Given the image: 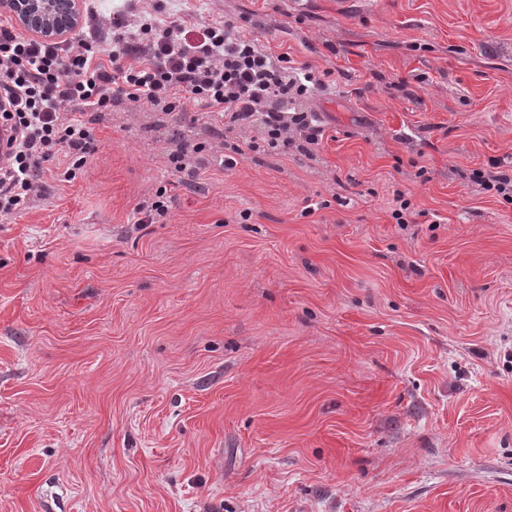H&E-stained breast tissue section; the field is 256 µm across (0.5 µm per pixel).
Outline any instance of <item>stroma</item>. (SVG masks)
Wrapping results in <instances>:
<instances>
[{"mask_svg": "<svg viewBox=\"0 0 512 512\" xmlns=\"http://www.w3.org/2000/svg\"><path fill=\"white\" fill-rule=\"evenodd\" d=\"M162 14L331 71L325 136L227 169L220 115L122 101L0 219V512H512V0ZM204 148L205 145L203 143L181 145L175 152L170 153L168 156L171 169L177 173H183L187 170L191 155L202 152ZM477 178L484 189L495 190L497 193L507 196L512 193V177L502 171L477 172ZM166 187H160L151 197L139 202L135 208V224L146 226L147 224H158L161 218H165L169 211L170 202L167 199Z\"/></svg>", "mask_w": 512, "mask_h": 512, "instance_id": "stroma-1", "label": "stroma"}]
</instances>
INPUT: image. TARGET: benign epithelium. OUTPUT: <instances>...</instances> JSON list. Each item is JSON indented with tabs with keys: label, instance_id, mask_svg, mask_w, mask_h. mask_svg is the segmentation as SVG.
Here are the masks:
<instances>
[{
	"label": "benign epithelium",
	"instance_id": "obj_1",
	"mask_svg": "<svg viewBox=\"0 0 512 512\" xmlns=\"http://www.w3.org/2000/svg\"><path fill=\"white\" fill-rule=\"evenodd\" d=\"M26 32L44 40H57L75 31L82 22L79 0H0Z\"/></svg>",
	"mask_w": 512,
	"mask_h": 512
}]
</instances>
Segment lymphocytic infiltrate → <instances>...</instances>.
I'll return each mask as SVG.
<instances>
[{
	"mask_svg": "<svg viewBox=\"0 0 512 512\" xmlns=\"http://www.w3.org/2000/svg\"><path fill=\"white\" fill-rule=\"evenodd\" d=\"M111 26L108 42L97 28L51 42L0 28V127L15 132L0 165L1 217L27 208L56 159L66 160L60 180L83 172L97 150L93 123L119 101L166 114L209 108L228 129L259 127L260 138L247 144L252 151L320 144L315 113L293 104L325 88L324 79L241 35L236 18L197 27L152 13L116 14Z\"/></svg>",
	"mask_w": 512,
	"mask_h": 512,
	"instance_id": "1",
	"label": "lymphocytic infiltrate"
}]
</instances>
